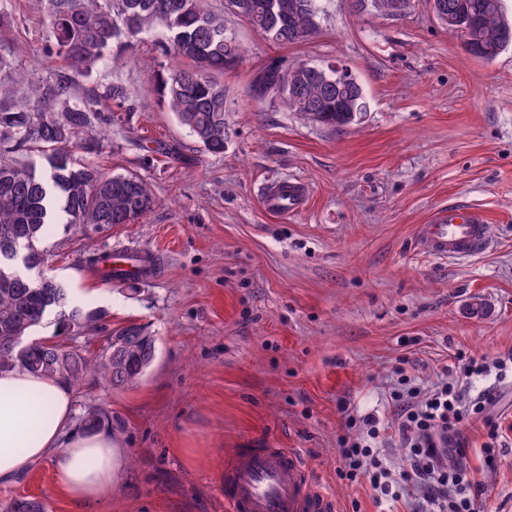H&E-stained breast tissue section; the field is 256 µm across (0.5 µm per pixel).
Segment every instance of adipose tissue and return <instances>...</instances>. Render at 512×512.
Listing matches in <instances>:
<instances>
[{"label": "adipose tissue", "mask_w": 512, "mask_h": 512, "mask_svg": "<svg viewBox=\"0 0 512 512\" xmlns=\"http://www.w3.org/2000/svg\"><path fill=\"white\" fill-rule=\"evenodd\" d=\"M73 417L70 384L21 368L0 372V484L47 459L57 490L84 512L110 497L120 450L107 429L75 431Z\"/></svg>", "instance_id": "adipose-tissue-1"}]
</instances>
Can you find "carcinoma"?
<instances>
[{"label": "carcinoma", "mask_w": 512, "mask_h": 512, "mask_svg": "<svg viewBox=\"0 0 512 512\" xmlns=\"http://www.w3.org/2000/svg\"><path fill=\"white\" fill-rule=\"evenodd\" d=\"M317 0H225L275 44H293L318 28ZM448 31L466 51L494 60L507 45L500 32L512 26L502 0H439ZM144 36L154 39L171 66L154 73L152 90L211 156L224 154V87L214 75L235 67L244 49L211 0H44L42 56L56 58L38 76L19 66L8 42L0 43V371L16 367L80 386L92 371L113 387L138 384L151 366L155 340L135 322L109 331L90 358L66 341L29 342L47 315L61 336L92 335L106 313L70 304L67 289L50 275L19 274L20 254L44 262L39 246L54 224H134L156 206L149 184L136 173H112L99 161L112 150V130L131 132L136 99L122 84L96 78L100 67L128 59ZM294 65L272 58L250 82V97L267 101L263 84H278L297 119L336 129L353 123L336 111V94L324 78L308 76L288 97ZM79 428L112 425V413L83 407ZM0 512H44L35 500Z\"/></svg>", "instance_id": "1"}]
</instances>
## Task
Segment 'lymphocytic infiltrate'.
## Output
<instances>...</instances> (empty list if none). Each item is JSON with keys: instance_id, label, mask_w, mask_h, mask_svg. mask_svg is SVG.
Instances as JSON below:
<instances>
[{"instance_id": "1", "label": "lymphocytic infiltrate", "mask_w": 512, "mask_h": 512, "mask_svg": "<svg viewBox=\"0 0 512 512\" xmlns=\"http://www.w3.org/2000/svg\"><path fill=\"white\" fill-rule=\"evenodd\" d=\"M395 374L390 421L343 411L338 478L352 486L369 484L380 512H395L405 498L411 499L412 512H485L488 489L470 465L462 432L471 417H483L479 455L484 468H494L502 434L486 411L495 393L488 390L468 401L460 381L443 378L427 389L405 367H396ZM393 439L407 450V465L399 471L383 454Z\"/></svg>"}]
</instances>
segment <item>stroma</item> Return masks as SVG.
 <instances>
[{
	"instance_id": "1",
	"label": "stroma",
	"mask_w": 512,
	"mask_h": 512,
	"mask_svg": "<svg viewBox=\"0 0 512 512\" xmlns=\"http://www.w3.org/2000/svg\"><path fill=\"white\" fill-rule=\"evenodd\" d=\"M9 34L26 67L42 0H12ZM305 41L275 45L239 16L227 28L246 48L219 78L226 94L224 154H203L151 91L164 59L144 37L136 58L97 76L137 96L133 133H113L101 161L139 174L158 204L134 224L54 225L47 271L80 288L81 307L116 328L133 321L156 343L138 385L88 375L76 408L112 413L122 471L93 512H227L224 462L242 448L293 449L337 498L340 512H377L371 488L336 476L339 407L389 415L392 371L431 385L457 352L494 359L512 349V47L470 56L432 0L399 14L371 0H318ZM342 61L367 112L334 130L295 119L281 102H252L249 81L269 58ZM310 188L303 210L264 211L266 181ZM449 204L485 210L492 243L479 257L418 252L416 225ZM153 250L159 273L106 284L92 254ZM503 430L497 466L483 473L493 512H512V383L497 388ZM36 499L45 512H81L58 494L50 462L0 485V502Z\"/></svg>"
}]
</instances>
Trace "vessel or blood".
I'll return each instance as SVG.
<instances>
[{
  "label": "vessel or blood",
  "mask_w": 512,
  "mask_h": 512,
  "mask_svg": "<svg viewBox=\"0 0 512 512\" xmlns=\"http://www.w3.org/2000/svg\"><path fill=\"white\" fill-rule=\"evenodd\" d=\"M309 194L302 182L277 181L264 187L261 202L268 213H293L306 205ZM489 239L484 211L465 205L438 209L415 234L418 250L440 260L481 254ZM221 489L230 512H339L333 494L287 448L240 449L224 465Z\"/></svg>",
  "instance_id": "obj_1"
}]
</instances>
